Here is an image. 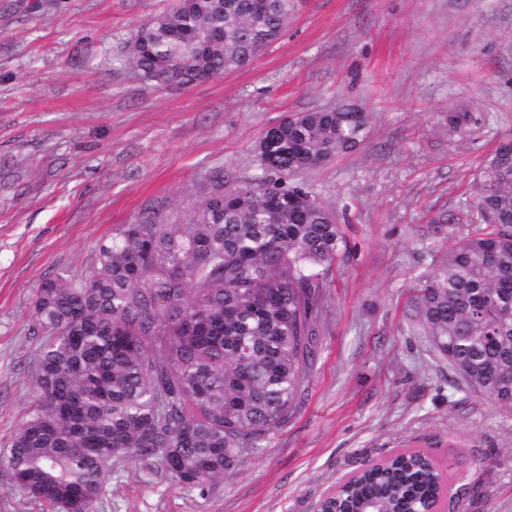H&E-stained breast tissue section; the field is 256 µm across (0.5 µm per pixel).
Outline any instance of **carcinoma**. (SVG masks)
Instances as JSON below:
<instances>
[{
	"label": "carcinoma",
	"mask_w": 512,
	"mask_h": 512,
	"mask_svg": "<svg viewBox=\"0 0 512 512\" xmlns=\"http://www.w3.org/2000/svg\"><path fill=\"white\" fill-rule=\"evenodd\" d=\"M178 0L141 25L126 59L153 85H189L249 66L276 42L294 0ZM448 134L482 118L450 111ZM368 116L295 112L261 139L263 174L224 188L189 224L149 216L102 241L86 275L46 277L32 300L40 339L35 400L3 462L30 497L90 512L108 467L134 457L205 493L288 419L315 352L327 272L345 245L340 225L306 188L288 183L355 149ZM459 238L409 299L427 346L470 386L512 412V141L479 172ZM432 459L395 454L365 466L320 512H423L444 494Z\"/></svg>",
	"instance_id": "obj_1"
}]
</instances>
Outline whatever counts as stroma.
Listing matches in <instances>:
<instances>
[{
	"label": "stroma",
	"instance_id": "35a3bbf8",
	"mask_svg": "<svg viewBox=\"0 0 512 512\" xmlns=\"http://www.w3.org/2000/svg\"><path fill=\"white\" fill-rule=\"evenodd\" d=\"M176 0H0V457L34 400L30 302L85 273L119 225L186 223L215 190L261 173L259 142L294 112H365L353 151L293 176L346 247L323 290L305 394L261 450L205 494L126 458L91 512H316L368 462L421 449L447 512H512V413L421 342L410 288L468 224L477 173L512 140V0H296L248 67L151 87L124 60ZM479 112L449 135L448 111Z\"/></svg>",
	"mask_w": 512,
	"mask_h": 512
}]
</instances>
